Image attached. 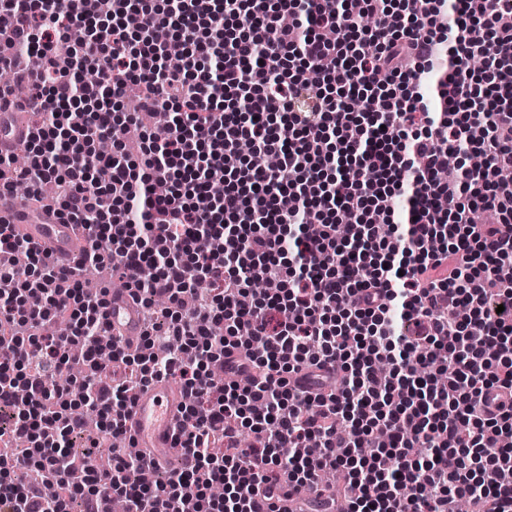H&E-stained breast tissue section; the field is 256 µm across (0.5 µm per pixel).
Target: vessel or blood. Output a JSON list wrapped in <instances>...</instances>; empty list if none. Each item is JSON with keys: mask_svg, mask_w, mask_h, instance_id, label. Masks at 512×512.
Masks as SVG:
<instances>
[{"mask_svg": "<svg viewBox=\"0 0 512 512\" xmlns=\"http://www.w3.org/2000/svg\"><path fill=\"white\" fill-rule=\"evenodd\" d=\"M0 215L10 217L14 226L20 228L33 245L48 250L59 266L69 267L79 260L81 233L76 225L63 223L55 209H40L38 216L33 217L18 202L0 199ZM104 315L112 325L115 338L130 347L140 343L139 306L128 289L109 290ZM182 401L180 386L168 380L138 390L125 420L130 447L140 449L148 459L163 461L182 423Z\"/></svg>", "mask_w": 512, "mask_h": 512, "instance_id": "b4317fda", "label": "vessel or blood"}]
</instances>
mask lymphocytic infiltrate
Wrapping results in <instances>:
<instances>
[{"label": "lymphocytic infiltrate", "mask_w": 512, "mask_h": 512, "mask_svg": "<svg viewBox=\"0 0 512 512\" xmlns=\"http://www.w3.org/2000/svg\"><path fill=\"white\" fill-rule=\"evenodd\" d=\"M158 27L186 43L180 70L165 67ZM76 29L83 40L67 45ZM0 43L37 70L0 83V113L38 101L45 154L24 166L0 155V195L52 183L62 220L87 232L63 271L0 220V441L15 447L0 461V512H70L77 499L106 512L116 498L126 512H202L216 484L211 512H253L254 498L318 486L327 470L362 490L347 512H456L463 497L512 512V482L497 477L512 464V283L498 276L512 263V184L497 178L512 169V86L497 80L512 67V0H113L106 15L97 0H0ZM477 52L490 62L479 81ZM83 67L95 81H80ZM158 109L170 130L144 134L138 156L84 151ZM245 140L277 168L242 161ZM473 148L482 168L467 163ZM452 155L455 188L437 179ZM284 195L298 200L286 213ZM477 210L493 221L473 223ZM343 211L358 217L345 232ZM87 265L112 271L145 315L166 298L141 351L114 341L101 362L107 290L86 287ZM200 277L224 289L185 312ZM256 280L266 292L242 304ZM61 316L70 333L52 335ZM326 364L336 389L290 385ZM170 378L194 419L175 441L179 467L141 482L149 462L123 448L95 466L86 417L123 435L131 391ZM218 430L235 446L222 458Z\"/></svg>", "instance_id": "1"}]
</instances>
